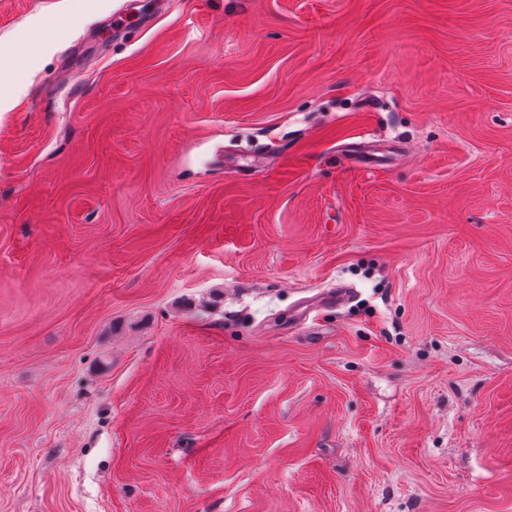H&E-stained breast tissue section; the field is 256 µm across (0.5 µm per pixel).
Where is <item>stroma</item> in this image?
I'll use <instances>...</instances> for the list:
<instances>
[{"label": "stroma", "mask_w": 512, "mask_h": 512, "mask_svg": "<svg viewBox=\"0 0 512 512\" xmlns=\"http://www.w3.org/2000/svg\"><path fill=\"white\" fill-rule=\"evenodd\" d=\"M19 84L0 512H512V0H0Z\"/></svg>", "instance_id": "stroma-1"}]
</instances>
